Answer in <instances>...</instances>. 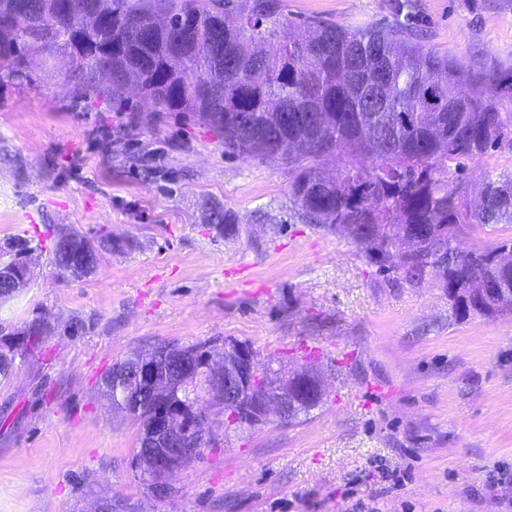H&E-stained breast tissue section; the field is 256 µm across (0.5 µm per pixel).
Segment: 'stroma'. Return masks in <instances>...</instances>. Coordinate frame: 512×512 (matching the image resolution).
<instances>
[{
    "mask_svg": "<svg viewBox=\"0 0 512 512\" xmlns=\"http://www.w3.org/2000/svg\"><path fill=\"white\" fill-rule=\"evenodd\" d=\"M283 3L294 34L306 19L396 21L391 0ZM411 4L417 38L461 69L512 65L500 0ZM32 68L33 83H0V248L29 240L35 273L0 304V328L39 321L48 336L0 380V512H93L104 497L128 512H512V313L456 317L438 282L409 284L397 258L378 267L347 231L306 222L288 158L229 151L197 118ZM489 173H512V147L462 160L448 187L476 200ZM65 230L99 247L94 275L55 270ZM509 238L512 224H467L454 245ZM228 342L318 375L322 403L237 431L207 406L212 447L152 494L130 467L141 424L113 413L101 378L163 344Z\"/></svg>",
    "mask_w": 512,
    "mask_h": 512,
    "instance_id": "1",
    "label": "stroma"
}]
</instances>
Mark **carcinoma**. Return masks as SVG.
<instances>
[{"label":"carcinoma","mask_w":512,"mask_h":512,"mask_svg":"<svg viewBox=\"0 0 512 512\" xmlns=\"http://www.w3.org/2000/svg\"><path fill=\"white\" fill-rule=\"evenodd\" d=\"M82 0H0V80L31 82L27 59L54 53L68 75L96 91V75L112 70L108 92L132 85L157 112H193L224 134L225 147L267 151L274 128L303 140L315 159L344 148L356 158L332 177L314 164L294 177L293 202L309 222L342 227L374 258L399 251V269L416 285L431 276L446 289L494 278L512 290V271H498L495 253H512V239L494 250L461 254L459 224H512V174L487 178L476 204L448 189V169L460 157H480L503 141L512 145V66L484 62L462 70L413 39L405 27L351 30L318 20L304 23L301 42L289 35L282 0H108L112 18L77 29ZM60 274L73 265L96 271L99 249L75 232L60 233L52 250ZM46 335L34 322L21 338L0 339V379H8ZM157 377L184 380L162 392L126 378H103L112 409L142 423L131 468L156 489V446L148 432L157 411L177 406L193 385L191 368L209 376L214 398L235 382L232 362L211 366L202 345L164 344L150 352ZM276 371L260 367L250 385L258 398ZM211 440L198 427L180 463Z\"/></svg>","instance_id":"carcinoma-1"}]
</instances>
